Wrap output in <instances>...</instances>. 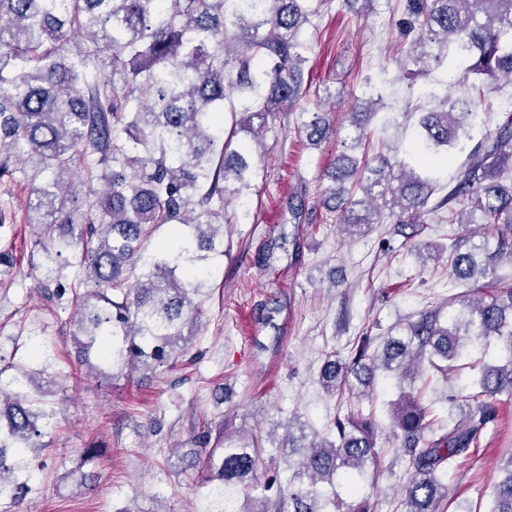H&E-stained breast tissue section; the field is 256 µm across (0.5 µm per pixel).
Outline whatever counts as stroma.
<instances>
[{"instance_id":"stroma-1","label":"stroma","mask_w":512,"mask_h":512,"mask_svg":"<svg viewBox=\"0 0 512 512\" xmlns=\"http://www.w3.org/2000/svg\"><path fill=\"white\" fill-rule=\"evenodd\" d=\"M405 0H373L315 15L305 78L308 109L335 96L336 133L313 145L299 129L302 112L278 114L264 136V156L246 193L248 220L224 227V253L204 267L208 287L184 356L150 374L142 388L125 378L106 384L79 371L70 310L52 307L31 277L40 254L25 221L26 183L0 184L11 218L0 247L13 265L0 276V359L40 373L54 427L27 473L20 512H224L200 468L178 463L193 427L229 420L239 430H267L297 416L324 431L339 410L318 383L328 353L345 360L363 331L387 336L406 319L457 293L445 268L422 265L396 225L341 234L321 199L342 143L354 130L348 112L374 85L389 107L372 124L375 144L417 143L410 113L443 70L409 80L410 41L398 22ZM303 200L301 221L289 201ZM98 458L84 462L83 451ZM512 457V401L483 430L471 456L448 475L443 512H489L500 469ZM404 465L384 456L361 483L375 512H400Z\"/></svg>"}]
</instances>
